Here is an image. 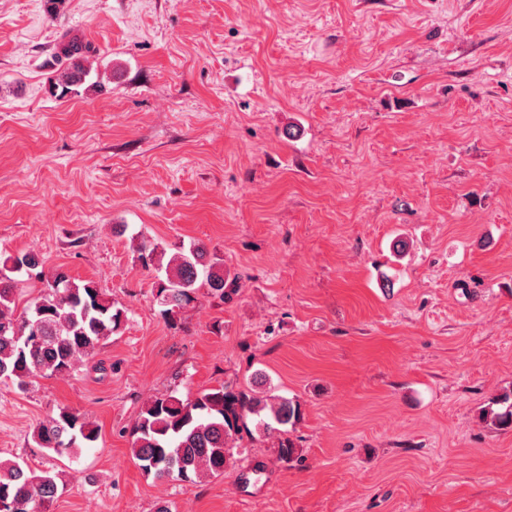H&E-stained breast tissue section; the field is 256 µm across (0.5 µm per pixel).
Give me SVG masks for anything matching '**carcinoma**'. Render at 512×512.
I'll return each mask as SVG.
<instances>
[{"mask_svg": "<svg viewBox=\"0 0 512 512\" xmlns=\"http://www.w3.org/2000/svg\"><path fill=\"white\" fill-rule=\"evenodd\" d=\"M86 50L88 47L75 41L61 46L60 54L71 60V65L51 80L53 95L64 97L87 80L89 71L80 63ZM164 256L157 247L144 243L137 259L145 268L164 269L157 296L167 315L190 304L201 287L222 299L237 288V279H228L224 266L203 246H194L187 253L179 251L166 262ZM10 263L29 273L43 267V257L33 250L21 252L6 257L0 267L5 269ZM56 277L63 288L56 291L45 284L41 295L19 314L12 307L14 279L0 278V381L11 380L24 387L28 379L41 374H69L120 330L123 310L114 306L94 281L76 282L63 272ZM499 403L505 409L490 410L486 418L498 430H511L512 394ZM250 415L256 418V431L278 438L280 459L293 460L296 445L288 433L301 418L300 404L271 395L233 393L223 387L202 392L192 400L169 395L147 403L135 426L132 454L145 474L158 478L195 483L220 476L232 442L243 439L241 431L253 436L255 430H249L244 421ZM97 437L98 429L69 408L40 422L32 434L38 447L58 455L76 453L79 443L94 442ZM64 487L56 472H37L18 459L0 460V502L10 504L8 512H51Z\"/></svg>", "mask_w": 512, "mask_h": 512, "instance_id": "1", "label": "carcinoma"}]
</instances>
